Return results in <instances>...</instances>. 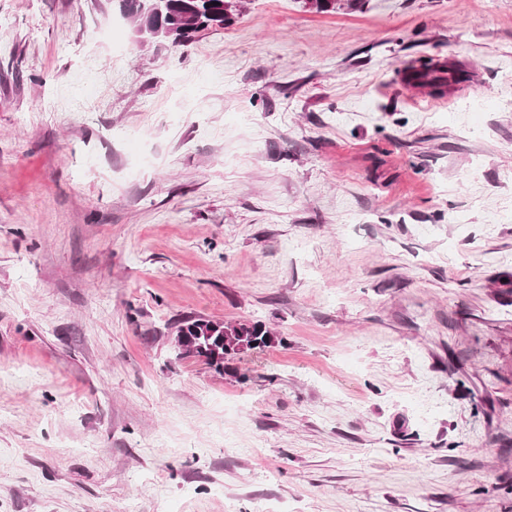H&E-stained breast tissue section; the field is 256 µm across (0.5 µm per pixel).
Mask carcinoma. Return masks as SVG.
Segmentation results:
<instances>
[{
    "label": "carcinoma",
    "mask_w": 512,
    "mask_h": 512,
    "mask_svg": "<svg viewBox=\"0 0 512 512\" xmlns=\"http://www.w3.org/2000/svg\"><path fill=\"white\" fill-rule=\"evenodd\" d=\"M119 12L140 32L144 43L168 42L184 46L198 33L210 28H224L237 15L232 0H152L153 13L143 19L138 0H118ZM176 335L198 338V355L206 356L212 349H224V355L261 349L272 341V332L259 322L224 323L200 316H188L176 322Z\"/></svg>",
    "instance_id": "cac0c4a2"
}]
</instances>
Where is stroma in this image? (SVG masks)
<instances>
[{"instance_id": "35a3bbf8", "label": "stroma", "mask_w": 512, "mask_h": 512, "mask_svg": "<svg viewBox=\"0 0 512 512\" xmlns=\"http://www.w3.org/2000/svg\"><path fill=\"white\" fill-rule=\"evenodd\" d=\"M242 2L0 0V512H512V0ZM155 5L153 13L146 18L147 29H141L138 0H118L119 12L129 21L135 31L140 32L143 43L168 42L184 46L192 42L198 33L210 28L230 25L236 15L237 3L231 0H149ZM217 2V5H213ZM160 32L152 31L154 29ZM151 29V30H148ZM176 336H190L196 338L198 355L206 356L214 347L224 349V358L230 354H237L245 350H255L267 347L272 341V332L265 324L259 322H217L203 317L188 316L176 322ZM176 336L175 340L176 341ZM201 349V350H200ZM224 358L217 362H210L219 372L224 370Z\"/></svg>"}]
</instances>
